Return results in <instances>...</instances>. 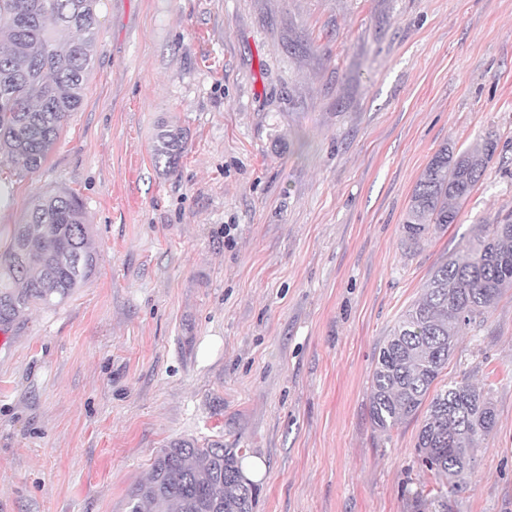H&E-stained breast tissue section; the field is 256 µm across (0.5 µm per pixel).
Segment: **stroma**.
<instances>
[{"label":"stroma","instance_id":"stroma-1","mask_svg":"<svg viewBox=\"0 0 512 512\" xmlns=\"http://www.w3.org/2000/svg\"><path fill=\"white\" fill-rule=\"evenodd\" d=\"M84 101L46 163L0 167V252L39 196H79L96 275L0 331V512H126L171 441L263 468L255 512H512V290L443 380L496 425L442 499L419 424L373 427L375 359L433 268L512 217V0H101ZM180 126L175 172L156 166ZM492 134L446 232L407 252L445 144ZM156 138L153 149L154 160L157 164L164 163L168 172L177 168L185 149V133L181 128L163 126Z\"/></svg>","mask_w":512,"mask_h":512}]
</instances>
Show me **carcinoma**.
I'll use <instances>...</instances> for the list:
<instances>
[{
    "instance_id": "1",
    "label": "carcinoma",
    "mask_w": 512,
    "mask_h": 512,
    "mask_svg": "<svg viewBox=\"0 0 512 512\" xmlns=\"http://www.w3.org/2000/svg\"><path fill=\"white\" fill-rule=\"evenodd\" d=\"M101 0H0V163L34 171L53 151L84 99L99 39ZM182 129L167 126L153 156L175 171ZM497 142L487 134L463 150L441 147L410 196L402 241L414 250L457 221L460 205L485 175ZM82 201L67 191L43 195L15 225L0 253V329L33 303L64 302L95 274ZM512 288V222L478 224L464 247L438 264L421 297L399 316L372 374L370 416L382 433L419 422L415 450L448 494L468 486L474 451L494 429L488 396L466 378L442 385L460 332L481 325ZM243 454L221 441H173L147 478L127 494L129 512H255L259 487L244 474Z\"/></svg>"
}]
</instances>
